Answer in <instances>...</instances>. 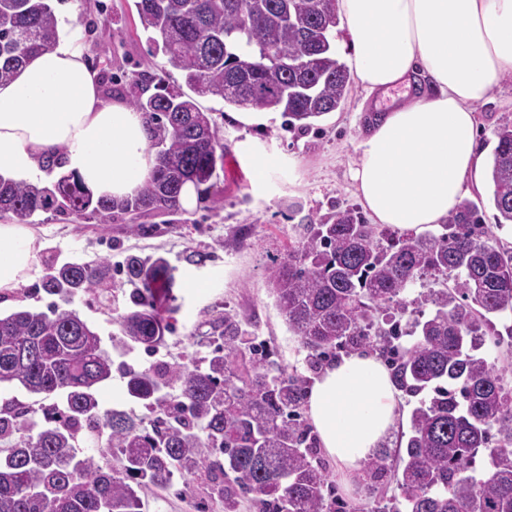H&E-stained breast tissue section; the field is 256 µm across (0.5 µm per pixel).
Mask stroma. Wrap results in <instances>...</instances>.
<instances>
[{
  "mask_svg": "<svg viewBox=\"0 0 512 512\" xmlns=\"http://www.w3.org/2000/svg\"><path fill=\"white\" fill-rule=\"evenodd\" d=\"M60 34H67L71 14L88 23L84 41L87 61L96 71L105 95H125L132 79L143 72L161 78L172 90H185L181 71L173 68L161 49L151 44L133 0H53ZM210 113L224 140V167L214 177L213 199L193 203L186 213L171 217H139L130 231V217L106 224L77 220L64 214L38 213L33 229L42 243L37 265L48 260L65 263L78 258L109 261L115 286H123L126 255L161 256L173 270L175 322L164 344L152 354L134 350L130 358L146 367L156 361L189 362L207 355L194 333L204 319L230 312L238 316L265 345L276 362L306 381L315 374L308 367V351L289 330L267 283V269L299 241L308 219L328 218L336 209L359 210L349 170L365 119L386 109L385 99L364 101L353 89L343 106L313 121L309 130L288 126L286 118L266 127L233 122L231 105L216 97L197 100ZM478 146L492 154L498 127L512 123V76L503 78L476 107ZM260 139L269 153L289 159L267 193L258 192L250 174L251 161L240 153L248 138ZM204 253L201 264L189 263L191 252ZM329 487L341 512H373L397 492L392 470L367 474L355 492H347L328 465Z\"/></svg>",
  "mask_w": 512,
  "mask_h": 512,
  "instance_id": "stroma-1",
  "label": "stroma"
}]
</instances>
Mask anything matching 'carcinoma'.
Segmentation results:
<instances>
[{"label": "carcinoma", "instance_id": "carcinoma-1", "mask_svg": "<svg viewBox=\"0 0 512 512\" xmlns=\"http://www.w3.org/2000/svg\"><path fill=\"white\" fill-rule=\"evenodd\" d=\"M150 40L201 97L255 110H279L308 128L341 107L356 86L336 54L335 0H134ZM59 39L50 0H0V83ZM299 60L307 66L296 65ZM155 89L149 93V89ZM132 107L148 117L156 164L136 195L96 197L73 174L40 185L0 175V217L31 224L39 212L96 219L183 211L193 185L212 195L224 142L207 113L180 91L144 74L131 83ZM489 175L497 224H512V124L496 131ZM441 231L388 236L350 210L309 222L267 281L288 329L317 370L335 346L387 356L393 383L412 396L411 432L394 463L399 496L392 512H512V388L500 366L477 354L512 342V251L494 243L477 205L463 200ZM132 289L112 295L119 332L111 355L71 304L109 292L112 267L73 260L46 263L48 311L0 316V386L42 399L44 422L16 398L0 405V512H143L142 493L178 474L207 482L209 497L233 512L250 495L260 512H332L326 468L302 419L306 381L257 355L250 332L228 313L204 322L202 364L159 361L135 367L115 358L137 346L152 353L169 324L158 291L172 290L165 259L129 255ZM432 278L434 311L413 319L415 339L389 311L408 312V289ZM117 372L132 401L157 414L148 428L120 409H104L100 384ZM106 437L99 457L79 444ZM118 460L112 466L108 457Z\"/></svg>", "mask_w": 512, "mask_h": 512}]
</instances>
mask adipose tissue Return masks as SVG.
<instances>
[{
  "mask_svg": "<svg viewBox=\"0 0 512 512\" xmlns=\"http://www.w3.org/2000/svg\"><path fill=\"white\" fill-rule=\"evenodd\" d=\"M336 10L365 97L424 84L360 140L355 196L376 224L419 233L444 223L481 181L475 106L512 72V0H336ZM69 28L0 85V174L41 176L42 159L53 156L95 194L134 195L155 165L147 118L102 97L78 17ZM39 249L29 226L0 222L1 294L33 279ZM307 406L320 447L348 484L363 480L400 417L391 376L369 352L324 366Z\"/></svg>",
  "mask_w": 512,
  "mask_h": 512,
  "instance_id": "obj_1",
  "label": "adipose tissue"
}]
</instances>
